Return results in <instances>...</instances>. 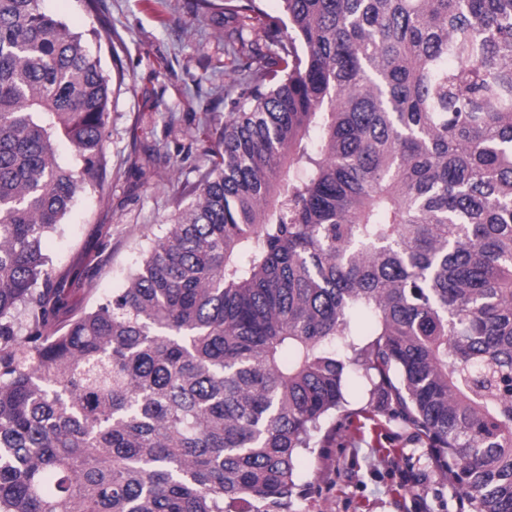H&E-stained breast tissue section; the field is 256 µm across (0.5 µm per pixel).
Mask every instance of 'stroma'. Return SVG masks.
Masks as SVG:
<instances>
[{"label":"stroma","mask_w":512,"mask_h":512,"mask_svg":"<svg viewBox=\"0 0 512 512\" xmlns=\"http://www.w3.org/2000/svg\"><path fill=\"white\" fill-rule=\"evenodd\" d=\"M43 5L72 31H93L89 48L112 80L104 188L80 194L46 245L66 300L62 324L122 287L177 203H190L211 133L231 110L230 27L189 0H99L94 13L80 0ZM157 151L166 160L149 164ZM371 387L349 375L335 434L317 436L298 459L299 512H471L429 441L370 403Z\"/></svg>","instance_id":"stroma-1"}]
</instances>
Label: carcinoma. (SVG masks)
<instances>
[{
	"mask_svg": "<svg viewBox=\"0 0 512 512\" xmlns=\"http://www.w3.org/2000/svg\"><path fill=\"white\" fill-rule=\"evenodd\" d=\"M194 7L258 29L235 111L126 286L54 328L42 245L101 187L112 90L0 0V512H297L360 370L512 512V0Z\"/></svg>",
	"mask_w": 512,
	"mask_h": 512,
	"instance_id": "obj_1",
	"label": "carcinoma"
}]
</instances>
